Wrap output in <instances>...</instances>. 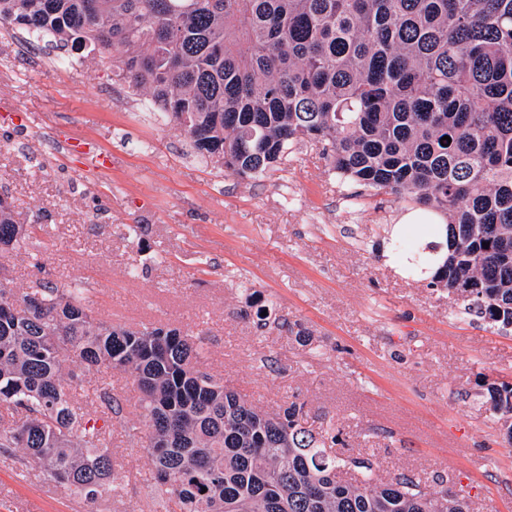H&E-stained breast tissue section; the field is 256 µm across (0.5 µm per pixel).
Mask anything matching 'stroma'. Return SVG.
<instances>
[{"label": "stroma", "mask_w": 512, "mask_h": 512, "mask_svg": "<svg viewBox=\"0 0 512 512\" xmlns=\"http://www.w3.org/2000/svg\"><path fill=\"white\" fill-rule=\"evenodd\" d=\"M0 28V194L42 228L0 256L16 294L38 282L89 291L95 318L202 336L201 365L265 412L304 403L339 455L379 479L407 474L472 512H512V443L486 388L512 382V329L407 276L385 228L408 209L336 178L322 146L243 179L192 154L181 128L128 97L112 64ZM269 324L258 328L257 308ZM112 422L119 499L95 512H149L152 479ZM74 512L79 497L0 455V512Z\"/></svg>", "instance_id": "obj_1"}]
</instances>
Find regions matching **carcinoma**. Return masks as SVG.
I'll use <instances>...</instances> for the list:
<instances>
[{"mask_svg": "<svg viewBox=\"0 0 512 512\" xmlns=\"http://www.w3.org/2000/svg\"><path fill=\"white\" fill-rule=\"evenodd\" d=\"M15 26L112 58L113 76L193 153L241 178L322 144L341 180L441 220L427 225L436 244L392 239L408 274L434 269L429 286L512 328V0H0V28ZM39 228L0 197L1 253ZM203 350L177 328L98 321L84 288L42 282L19 300L0 281V448L19 475L37 467L89 505L119 493L116 371L139 392L131 438L148 454L156 512H469L329 455L337 436L304 427V404L257 409L198 369ZM71 355L97 388L64 376ZM487 393L512 440V383Z\"/></svg>", "mask_w": 512, "mask_h": 512, "instance_id": "1", "label": "carcinoma"}]
</instances>
